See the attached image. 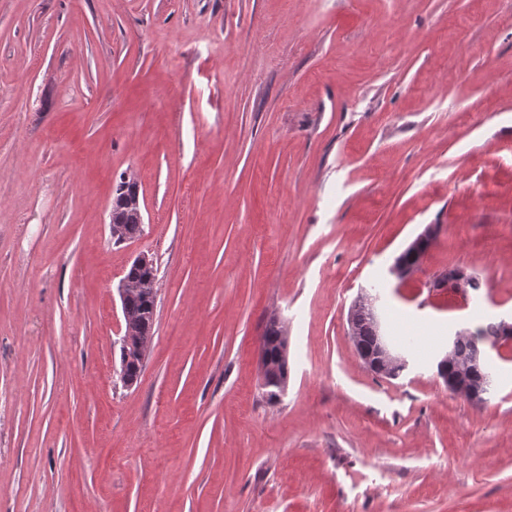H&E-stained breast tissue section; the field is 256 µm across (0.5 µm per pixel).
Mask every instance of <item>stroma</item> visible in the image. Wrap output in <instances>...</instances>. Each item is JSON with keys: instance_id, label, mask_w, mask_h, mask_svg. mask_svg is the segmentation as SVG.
<instances>
[{"instance_id": "35a3bbf8", "label": "stroma", "mask_w": 512, "mask_h": 512, "mask_svg": "<svg viewBox=\"0 0 512 512\" xmlns=\"http://www.w3.org/2000/svg\"><path fill=\"white\" fill-rule=\"evenodd\" d=\"M364 293L397 378L355 350ZM510 319L512 0H0V512H512V340L483 401L437 374ZM127 202H128L129 208L132 209V213L136 216L138 224L136 223L135 219H133L132 217H128L123 220V222H122L123 232L121 234V236L123 238L122 241H124L126 239H132V238L136 237L137 235H139L140 234V224H142V229H143V224H145L139 195L127 199ZM429 240L430 243L434 240V227L428 226L415 240L406 248L413 256L417 257V261L411 266H394L392 273L398 278H405L408 274L414 273L420 266L424 253L421 250L422 245ZM134 261L138 264L130 265L129 269L126 272V276L129 278H125V276L120 280L117 291L121 300V309L122 315H124V306L127 302L128 312L131 316L135 318L136 321L143 320L147 312L150 310V302L149 299L145 295H134L129 297V295L136 291H143L147 293L154 294V282L155 281H146L143 283L134 282L132 280L143 281L150 277L151 272L149 269H145L142 266L154 268V261L152 258L145 254H141L137 256ZM142 265V266H139ZM131 279V280H130ZM129 297V298H128ZM283 330L275 321L271 322L267 327L264 336L263 351L268 359L277 364L278 374L269 377V387H267L266 394L269 400L278 399V396L283 392L287 378H288V351L282 352L281 348L284 347ZM262 354L261 365L263 372V381L267 380L269 361ZM263 382V383H264Z\"/></svg>"}]
</instances>
